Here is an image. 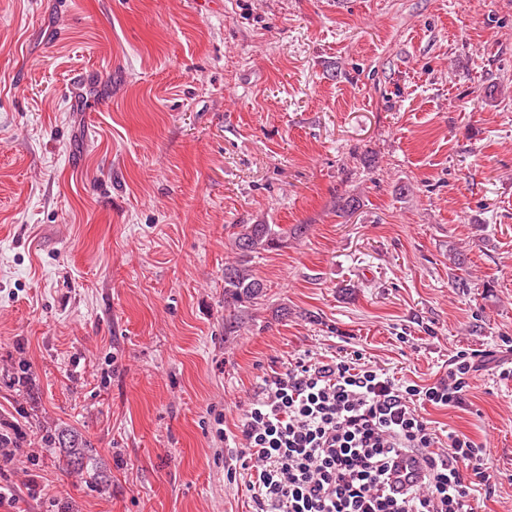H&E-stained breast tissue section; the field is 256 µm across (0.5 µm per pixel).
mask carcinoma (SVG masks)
<instances>
[{
    "mask_svg": "<svg viewBox=\"0 0 512 512\" xmlns=\"http://www.w3.org/2000/svg\"><path fill=\"white\" fill-rule=\"evenodd\" d=\"M305 225L299 224L288 230L279 224H242L236 233L234 246L238 257L233 263L224 265V303L234 307L244 301L255 300L262 295L264 283L251 273L248 258L261 251L281 246L288 234L303 232ZM40 443L46 448L62 449V461L70 470L85 472L90 483L101 485L107 482L108 468L103 462H93L91 443L75 428L64 425L41 430Z\"/></svg>",
    "mask_w": 512,
    "mask_h": 512,
    "instance_id": "obj_1",
    "label": "carcinoma"
}]
</instances>
